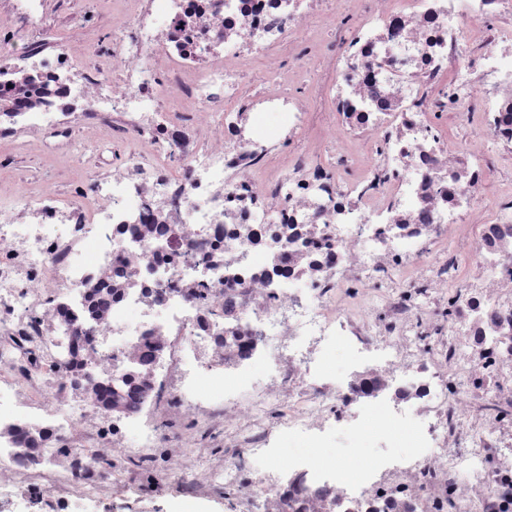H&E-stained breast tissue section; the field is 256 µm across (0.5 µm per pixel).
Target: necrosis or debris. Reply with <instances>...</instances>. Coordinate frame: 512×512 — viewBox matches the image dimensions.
<instances>
[{"mask_svg": "<svg viewBox=\"0 0 512 512\" xmlns=\"http://www.w3.org/2000/svg\"><path fill=\"white\" fill-rule=\"evenodd\" d=\"M118 2L112 74L0 55V487L512 512V0ZM52 19L0 0V41ZM77 131L122 162L15 185ZM348 419L353 458L276 441ZM17 184L25 186L31 183H48L65 194L68 188L71 169L65 162L48 163L36 153L30 152L26 147L17 150Z\"/></svg>", "mask_w": 512, "mask_h": 512, "instance_id": "1", "label": "necrosis or debris"}]
</instances>
